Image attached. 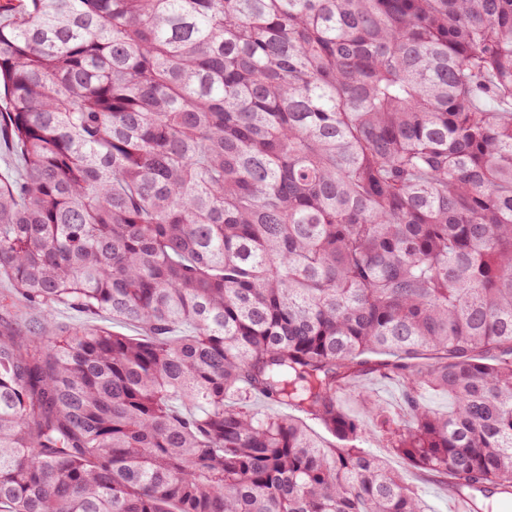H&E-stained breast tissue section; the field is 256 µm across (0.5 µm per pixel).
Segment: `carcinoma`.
<instances>
[{
  "instance_id": "cac0c4a2",
  "label": "carcinoma",
  "mask_w": 512,
  "mask_h": 512,
  "mask_svg": "<svg viewBox=\"0 0 512 512\" xmlns=\"http://www.w3.org/2000/svg\"><path fill=\"white\" fill-rule=\"evenodd\" d=\"M9 11L0 310L143 335L0 326V512H424L373 434L512 488V0ZM22 159L18 148L0 133V177L1 180L17 179L20 176ZM53 321L58 327H71L76 325H83L91 322L93 324L108 327L116 333L126 336H140L142 331L129 323L112 322V318L107 315L95 316L90 318L87 315L80 313L67 306H58L53 312ZM369 394L382 401L391 408L398 410L401 406L402 392L399 384L388 378L380 376L378 373H369L359 379L356 389L348 394L344 399L346 408L355 413H362V406L359 401V395Z\"/></svg>"
}]
</instances>
